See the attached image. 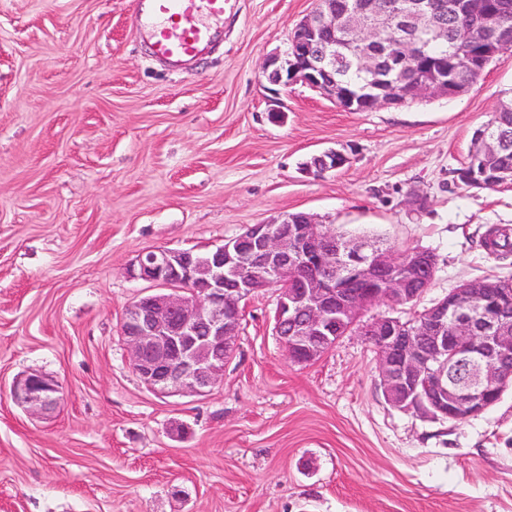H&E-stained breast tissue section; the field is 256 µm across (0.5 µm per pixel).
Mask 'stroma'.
Segmentation results:
<instances>
[{
	"label": "stroma",
	"instance_id": "stroma-1",
	"mask_svg": "<svg viewBox=\"0 0 512 512\" xmlns=\"http://www.w3.org/2000/svg\"><path fill=\"white\" fill-rule=\"evenodd\" d=\"M315 6L226 0L220 41L173 71L133 0H0V512H512V388L461 422L393 408L360 333L291 362L274 290L246 300L206 395L155 394L131 366L120 322L154 289L127 273L140 252L286 213L433 251L417 308L512 279L479 243L512 229V185L455 178L512 96V52L463 95L349 112L262 73ZM330 148L349 163L302 172ZM33 371L59 386L40 417L10 394Z\"/></svg>",
	"mask_w": 512,
	"mask_h": 512
}]
</instances>
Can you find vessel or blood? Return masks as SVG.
I'll list each match as a JSON object with an SVG mask.
<instances>
[{"instance_id":"vessel-or-blood-1","label":"vessel or blood","mask_w":512,"mask_h":512,"mask_svg":"<svg viewBox=\"0 0 512 512\" xmlns=\"http://www.w3.org/2000/svg\"><path fill=\"white\" fill-rule=\"evenodd\" d=\"M225 0H135L136 16H148L152 57L171 69L189 65L219 38L213 19L223 17Z\"/></svg>"}]
</instances>
